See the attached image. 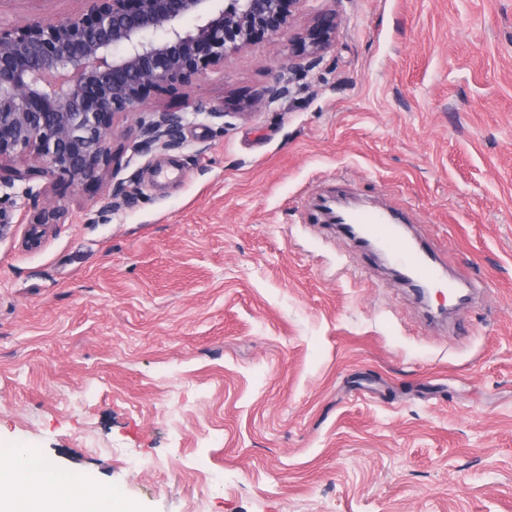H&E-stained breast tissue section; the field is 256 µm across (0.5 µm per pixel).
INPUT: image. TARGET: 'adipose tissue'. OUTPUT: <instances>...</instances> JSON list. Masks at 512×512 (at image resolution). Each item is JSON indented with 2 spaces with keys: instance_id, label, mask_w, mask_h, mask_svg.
I'll use <instances>...</instances> for the list:
<instances>
[{
  "instance_id": "1",
  "label": "adipose tissue",
  "mask_w": 512,
  "mask_h": 512,
  "mask_svg": "<svg viewBox=\"0 0 512 512\" xmlns=\"http://www.w3.org/2000/svg\"><path fill=\"white\" fill-rule=\"evenodd\" d=\"M33 475L50 488L52 498L80 503L84 512H98L100 497L89 486L58 475L24 449L11 448L0 452V483L19 485Z\"/></svg>"
}]
</instances>
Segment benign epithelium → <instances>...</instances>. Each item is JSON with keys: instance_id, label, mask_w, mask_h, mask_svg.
Here are the masks:
<instances>
[{"instance_id": "benign-epithelium-1", "label": "benign epithelium", "mask_w": 512, "mask_h": 512, "mask_svg": "<svg viewBox=\"0 0 512 512\" xmlns=\"http://www.w3.org/2000/svg\"><path fill=\"white\" fill-rule=\"evenodd\" d=\"M86 13L56 23L0 26V163L22 157L40 173L74 185H105L108 208L131 203L124 181H108L115 118L137 112L147 95L184 83L231 53L293 28L306 0H87ZM194 24L183 25L186 18ZM342 16L316 12L291 36L288 69L300 77L323 63L336 43ZM284 75L240 110L259 112L287 98ZM193 114L228 115L206 101ZM187 113L159 110L142 117L135 150L184 147ZM22 191L27 230L23 243L40 247L60 221V209Z\"/></svg>"}]
</instances>
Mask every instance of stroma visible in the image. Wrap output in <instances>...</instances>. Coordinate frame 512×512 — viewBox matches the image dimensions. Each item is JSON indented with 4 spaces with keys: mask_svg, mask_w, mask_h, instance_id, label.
I'll return each mask as SVG.
<instances>
[{
    "mask_svg": "<svg viewBox=\"0 0 512 512\" xmlns=\"http://www.w3.org/2000/svg\"><path fill=\"white\" fill-rule=\"evenodd\" d=\"M342 25L287 99L190 117L137 154L135 200L0 164L62 218L0 233V447L129 512H512V0H339ZM86 0H0V24ZM288 37L227 56L144 111L250 99ZM397 210L484 297L431 317L318 199Z\"/></svg>",
    "mask_w": 512,
    "mask_h": 512,
    "instance_id": "1",
    "label": "stroma"
}]
</instances>
